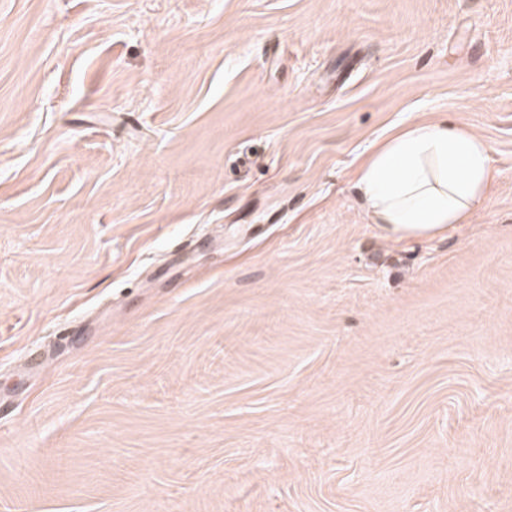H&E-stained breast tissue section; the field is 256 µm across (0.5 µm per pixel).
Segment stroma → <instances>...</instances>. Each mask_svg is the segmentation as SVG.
Wrapping results in <instances>:
<instances>
[{
	"label": "stroma",
	"instance_id": "stroma-1",
	"mask_svg": "<svg viewBox=\"0 0 512 512\" xmlns=\"http://www.w3.org/2000/svg\"><path fill=\"white\" fill-rule=\"evenodd\" d=\"M0 512H512V0H0ZM490 151L448 118L404 128L359 170L370 224L388 239L434 238L470 224L492 191Z\"/></svg>",
	"mask_w": 512,
	"mask_h": 512
}]
</instances>
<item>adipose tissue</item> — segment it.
Listing matches in <instances>:
<instances>
[{
    "label": "adipose tissue",
    "mask_w": 512,
    "mask_h": 512,
    "mask_svg": "<svg viewBox=\"0 0 512 512\" xmlns=\"http://www.w3.org/2000/svg\"><path fill=\"white\" fill-rule=\"evenodd\" d=\"M490 151L444 118L404 128L359 170L370 223L389 239L434 238L471 223L492 191Z\"/></svg>",
    "instance_id": "ef3b65f1"
}]
</instances>
